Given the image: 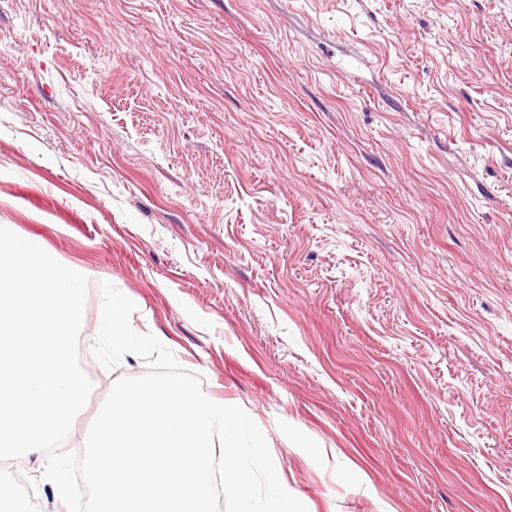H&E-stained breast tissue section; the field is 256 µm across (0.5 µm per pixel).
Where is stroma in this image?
Instances as JSON below:
<instances>
[{
  "mask_svg": "<svg viewBox=\"0 0 512 512\" xmlns=\"http://www.w3.org/2000/svg\"><path fill=\"white\" fill-rule=\"evenodd\" d=\"M1 224L88 280L65 450L107 281L309 512H512V0H0Z\"/></svg>",
  "mask_w": 512,
  "mask_h": 512,
  "instance_id": "stroma-1",
  "label": "stroma"
}]
</instances>
